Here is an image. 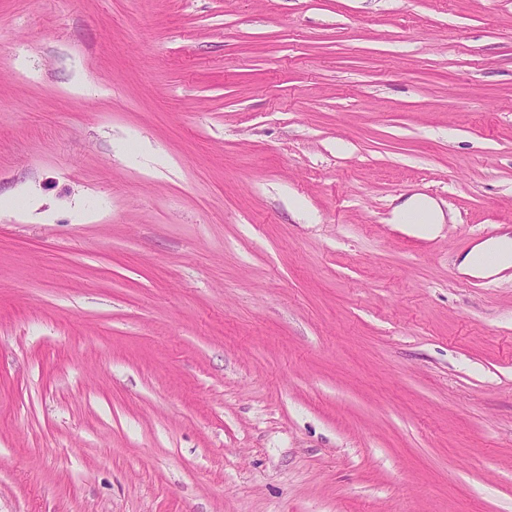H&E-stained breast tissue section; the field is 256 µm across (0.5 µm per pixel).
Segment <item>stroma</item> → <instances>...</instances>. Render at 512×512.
<instances>
[{
	"instance_id": "stroma-1",
	"label": "stroma",
	"mask_w": 512,
	"mask_h": 512,
	"mask_svg": "<svg viewBox=\"0 0 512 512\" xmlns=\"http://www.w3.org/2000/svg\"><path fill=\"white\" fill-rule=\"evenodd\" d=\"M20 193L0 512H512V0H0ZM413 214L421 216V221L414 224L416 230L421 234L434 232L437 225L444 224L445 221L443 213L435 203L422 196H414L405 204L395 208L393 221L397 222V224H409L407 223V218ZM511 248V260L510 252ZM498 261L495 265H483L479 258L487 253L497 251ZM512 267V238L506 232L501 236L476 244L461 260V270L473 276L492 278Z\"/></svg>"
}]
</instances>
